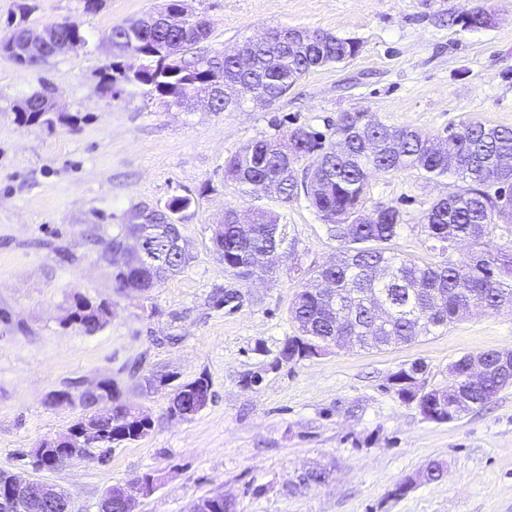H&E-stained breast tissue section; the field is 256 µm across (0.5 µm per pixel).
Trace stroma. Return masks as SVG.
<instances>
[{"instance_id":"stroma-1","label":"stroma","mask_w":512,"mask_h":512,"mask_svg":"<svg viewBox=\"0 0 512 512\" xmlns=\"http://www.w3.org/2000/svg\"><path fill=\"white\" fill-rule=\"evenodd\" d=\"M29 2L30 29L66 21L86 43L36 67L0 56V469L35 474L34 448L83 413L55 404L53 393L109 379L152 429L108 454L95 449L36 473L65 490L72 512H97L108 488L147 473L160 482L136 498L135 512H187L210 495L232 499L236 512H512V386L448 423L427 419L390 385L419 362L426 385L442 387L458 358L512 348V309L463 317L411 345L334 348L277 364L297 333L289 305L341 244L305 200L245 197L224 174L225 159L255 139L298 125L326 133L354 110L424 134L476 121L512 128V0H187L210 30L196 56L286 26L360 45L275 104L226 112L202 96L166 105L135 81L113 97L100 91L113 25L148 16L162 0H104L95 11L85 0ZM478 9L491 24L463 28L461 17ZM45 88L64 122L18 123L19 105ZM459 187L452 176L399 171L371 178L366 200L403 213L393 251L433 263L421 217ZM180 195L193 200L180 226L183 269L146 292L117 288L106 243L139 203ZM230 206L267 209L287 224L294 248L276 279L246 285L225 274L211 236ZM229 289L240 298L228 304ZM78 295L112 307L94 334L66 320ZM151 373L172 376V386L143 394L137 382ZM254 375L258 384H248ZM200 377L210 385L207 406L171 417L173 385ZM432 460L447 465L441 481L395 495ZM316 466L330 468L329 479L294 490Z\"/></svg>"}]
</instances>
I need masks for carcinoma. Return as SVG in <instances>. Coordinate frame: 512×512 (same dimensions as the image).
Here are the masks:
<instances>
[{
  "label": "carcinoma",
  "instance_id": "1",
  "mask_svg": "<svg viewBox=\"0 0 512 512\" xmlns=\"http://www.w3.org/2000/svg\"><path fill=\"white\" fill-rule=\"evenodd\" d=\"M18 20L13 30L0 39V52L17 64L37 66L51 57L52 44L70 38L84 39L78 30L56 23L50 26L49 42L40 47L21 44L20 29L30 12L27 0L17 4ZM182 0H164L161 11L129 24L112 27L109 52L114 58L133 51L145 59L134 68L112 62L102 72L117 86L137 81L165 102L179 103L204 93L220 82L241 86L256 97L276 102L307 73L356 56L359 44L324 32L313 42H298L292 48L278 40L250 46L251 62L240 63L234 49L224 55L178 59L165 65L157 55L166 45L180 41L200 43L201 34L191 17H182ZM18 109L23 123L42 122L49 126L63 121L48 102V94H35ZM332 136L310 126H298L282 137L269 135L255 140L224 161V173L244 196L252 195L253 183L268 182V194L281 200L304 198L329 225L336 240L343 243L336 258L317 271L333 285L336 306L316 288L296 294L289 313L299 335L285 340L279 358L294 360L316 355L318 348H330L336 337L355 339L363 348L386 349L410 344L422 336L448 327L471 309L498 311L512 308V251L488 255L481 250L490 229L512 224V128L468 123L449 135H421L408 127L388 125L365 111L342 112L336 118ZM291 150L285 155L284 149ZM413 170L425 178L453 173L462 182L460 190L436 200L425 211L421 229L429 248L439 255L435 263H419L391 251L389 243L404 227V215L397 208L378 203L365 208L370 177ZM191 197L174 196L163 204L142 203L139 224L125 225V234L141 233L160 224H180L190 208ZM233 208L224 212V237L215 250L224 272L242 284L273 273L274 267H257L250 261L255 252L274 245H288L287 225L270 210L258 209L249 230L230 221ZM465 240L472 252L454 256V246ZM149 259L132 267H118L119 288L145 291L176 274L188 254L174 253L161 236L149 235ZM112 318L104 302L78 297L67 321L92 334ZM469 356L449 367L448 421L461 418L454 393L464 378ZM506 386L497 373L465 392L472 410L486 405ZM404 401L417 400L432 412L436 398L431 392L419 394L400 389ZM99 401L112 405V420L103 428L104 450L112 445L145 438L151 420L122 399L112 380L100 384ZM445 466L429 462L419 471L424 484L439 481Z\"/></svg>",
  "mask_w": 512,
  "mask_h": 512
}]
</instances>
